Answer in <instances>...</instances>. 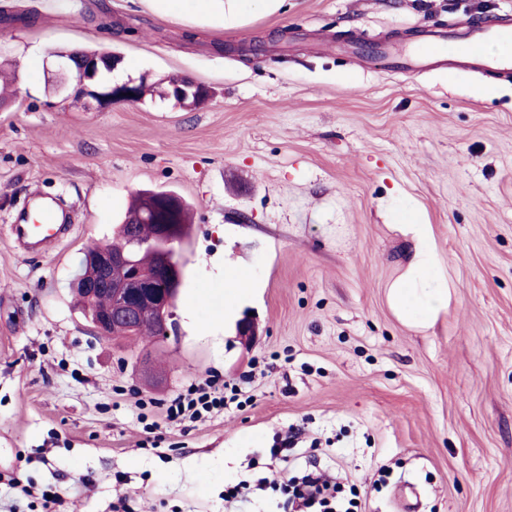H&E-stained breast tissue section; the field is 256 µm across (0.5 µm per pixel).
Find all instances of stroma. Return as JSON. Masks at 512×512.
Masks as SVG:
<instances>
[{"instance_id": "obj_1", "label": "stroma", "mask_w": 512, "mask_h": 512, "mask_svg": "<svg viewBox=\"0 0 512 512\" xmlns=\"http://www.w3.org/2000/svg\"><path fill=\"white\" fill-rule=\"evenodd\" d=\"M496 16L512 0H288L228 30L192 0H0L17 92L0 110V512H112L121 496L128 512H280L278 492L224 490L303 476L311 452L362 512H512V78L361 62L363 43L408 50ZM256 40L265 52L241 55ZM73 48L210 96L192 111L73 101L57 88ZM146 190L193 210L174 326L101 336L71 279ZM37 191L75 207L42 256L7 235ZM398 205L447 261L448 308L426 327L387 298L415 252ZM212 373L247 405L170 421Z\"/></svg>"}]
</instances>
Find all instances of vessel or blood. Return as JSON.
Listing matches in <instances>:
<instances>
[{"mask_svg": "<svg viewBox=\"0 0 512 512\" xmlns=\"http://www.w3.org/2000/svg\"><path fill=\"white\" fill-rule=\"evenodd\" d=\"M465 50L454 54L447 50L442 39H432L429 46L420 52H411L397 47H387L381 54L388 66L416 73L433 67H443L451 72H503L512 67V54H492L487 50L491 44H512V27L505 21L494 20L468 28L464 34ZM65 216L47 200L39 204L38 219H31L27 210H20L8 228L12 244L28 250H36L60 241L67 232Z\"/></svg>", "mask_w": 512, "mask_h": 512, "instance_id": "b4317fda", "label": "vessel or blood"}]
</instances>
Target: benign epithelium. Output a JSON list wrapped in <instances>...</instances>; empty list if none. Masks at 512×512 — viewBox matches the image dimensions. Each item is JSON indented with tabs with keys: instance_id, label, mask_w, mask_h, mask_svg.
Here are the masks:
<instances>
[{
	"instance_id": "1",
	"label": "benign epithelium",
	"mask_w": 512,
	"mask_h": 512,
	"mask_svg": "<svg viewBox=\"0 0 512 512\" xmlns=\"http://www.w3.org/2000/svg\"><path fill=\"white\" fill-rule=\"evenodd\" d=\"M121 64L122 57L116 53H74L66 58L61 67L62 74L68 77L64 87L96 101L101 107L114 103H138L141 97L137 81L130 79L108 87L96 82L101 68L108 66L115 70ZM171 80L172 90L180 98L179 104L188 110L197 108L208 97L206 87L186 76L176 74L171 76ZM175 207L176 202L171 199L155 198L139 215L140 219L156 224L158 248L153 270L147 271L135 264L134 255L143 242L131 235L127 247L122 251L101 246L89 260V268L94 275L75 282V287L81 289L90 303L95 302L102 293L110 297V302L91 320L98 335L108 336L112 330H121L131 336L148 319L157 323L160 335H167L170 309L182 283V272L175 267V255L171 250L176 243L177 225L167 222L169 211ZM115 267L127 270L124 278L112 279V269Z\"/></svg>"
}]
</instances>
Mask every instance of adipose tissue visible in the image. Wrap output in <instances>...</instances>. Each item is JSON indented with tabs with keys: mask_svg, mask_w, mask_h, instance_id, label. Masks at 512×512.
Listing matches in <instances>:
<instances>
[{
	"mask_svg": "<svg viewBox=\"0 0 512 512\" xmlns=\"http://www.w3.org/2000/svg\"><path fill=\"white\" fill-rule=\"evenodd\" d=\"M286 0H195L197 10L221 8L225 28L244 23L254 8L274 14L283 10ZM415 255L408 276L390 289L393 308L407 321L424 326L434 321L448 307V284L440 277L441 260L434 251L426 225L412 227Z\"/></svg>",
	"mask_w": 512,
	"mask_h": 512,
	"instance_id": "ef3b65f1",
	"label": "adipose tissue"
}]
</instances>
